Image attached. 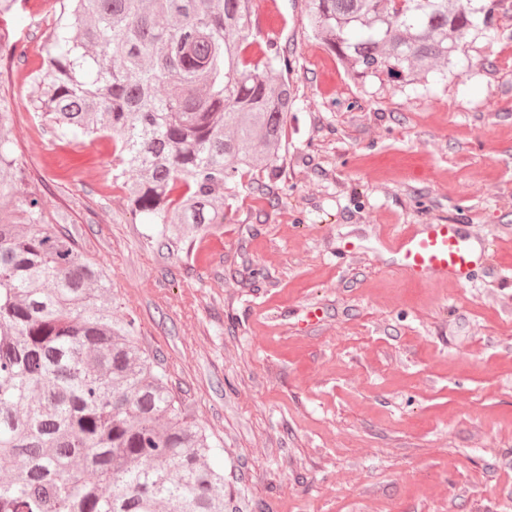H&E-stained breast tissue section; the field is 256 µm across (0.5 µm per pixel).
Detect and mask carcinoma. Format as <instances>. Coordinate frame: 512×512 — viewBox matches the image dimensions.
Returning <instances> with one entry per match:
<instances>
[{
	"instance_id": "1",
	"label": "carcinoma",
	"mask_w": 512,
	"mask_h": 512,
	"mask_svg": "<svg viewBox=\"0 0 512 512\" xmlns=\"http://www.w3.org/2000/svg\"><path fill=\"white\" fill-rule=\"evenodd\" d=\"M25 108L61 141L112 142L127 206L166 240L217 232L236 179L273 170L293 108L288 53L250 0H56ZM472 0H308L353 77L448 78ZM0 96V512H224V469L102 268L48 219ZM227 195L217 196L220 189Z\"/></svg>"
}]
</instances>
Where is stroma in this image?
I'll list each match as a JSON object with an SVG mask.
<instances>
[{
    "label": "stroma",
    "instance_id": "stroma-1",
    "mask_svg": "<svg viewBox=\"0 0 512 512\" xmlns=\"http://www.w3.org/2000/svg\"><path fill=\"white\" fill-rule=\"evenodd\" d=\"M252 8L295 102L276 172L238 180L217 233L168 245L96 178L108 141L34 128L20 102L53 17L23 9L0 19L30 52L0 93L28 182L212 436L224 512H512V271L415 283L382 245L449 223L512 252V0L448 80L412 86L347 74L307 0Z\"/></svg>",
    "mask_w": 512,
    "mask_h": 512
}]
</instances>
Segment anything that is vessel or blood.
I'll use <instances>...</instances> for the list:
<instances>
[{
  "instance_id": "vessel-or-blood-1",
  "label": "vessel or blood",
  "mask_w": 512,
  "mask_h": 512,
  "mask_svg": "<svg viewBox=\"0 0 512 512\" xmlns=\"http://www.w3.org/2000/svg\"><path fill=\"white\" fill-rule=\"evenodd\" d=\"M383 244L400 257L404 274L414 282L437 277L465 283L485 252L481 241L471 238L456 224L408 225L386 235Z\"/></svg>"
}]
</instances>
